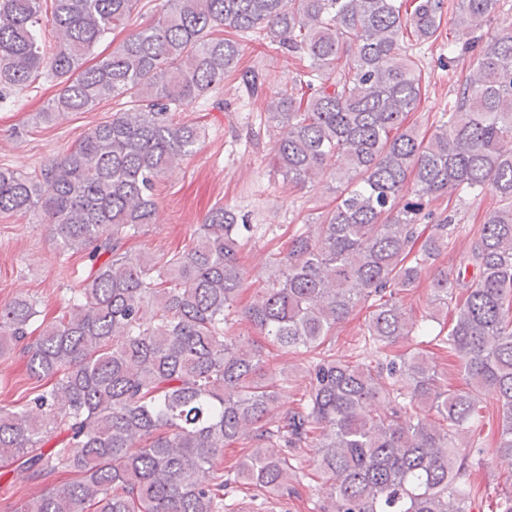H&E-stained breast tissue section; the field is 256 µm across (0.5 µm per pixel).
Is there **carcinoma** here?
I'll return each mask as SVG.
<instances>
[{"label": "carcinoma", "instance_id": "carcinoma-1", "mask_svg": "<svg viewBox=\"0 0 512 512\" xmlns=\"http://www.w3.org/2000/svg\"><path fill=\"white\" fill-rule=\"evenodd\" d=\"M42 2L0 0V89L58 81L40 123L122 107L39 170H0V213L41 218L90 265L51 321L26 297L0 305V356L20 353L38 382L0 406V476L52 479L5 512H264L303 485L301 448L322 477L320 512H467L460 439L480 401L496 404L497 452L512 458V30L480 34L500 0H459L454 33L470 39L448 40L440 64L453 70L474 48L477 61L427 139L406 125L426 91L413 47L436 42L449 0H165L133 30L140 0H52L46 21ZM118 30L121 43L95 53ZM252 40L297 61L260 117L274 171L301 189L328 171L339 191L266 254L256 283L241 258L258 226L228 206L169 256L131 245L155 223L156 185L203 138L180 113L226 80L262 91L242 63ZM461 193L494 203L450 268L440 257L457 213L430 204ZM425 277L431 303L452 307L434 341L461 361L465 391L426 353L395 350L423 333L402 294ZM247 288L242 317L308 357L289 409L288 379L236 332ZM365 305L366 353L336 357L327 342ZM236 443L245 453L226 470ZM236 484L255 507L239 506Z\"/></svg>", "mask_w": 512, "mask_h": 512}]
</instances>
